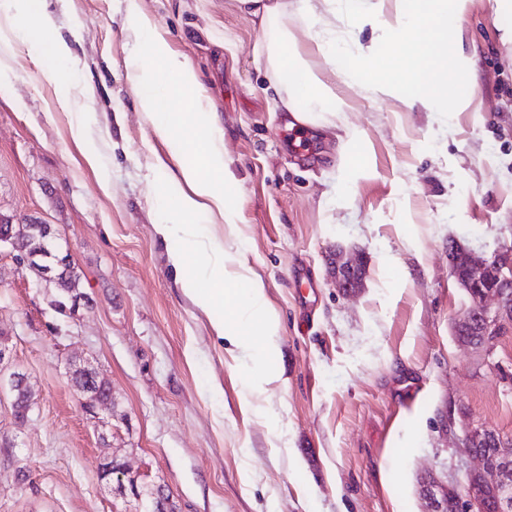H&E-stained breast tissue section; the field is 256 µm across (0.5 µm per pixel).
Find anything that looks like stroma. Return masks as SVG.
I'll use <instances>...</instances> for the list:
<instances>
[{"mask_svg": "<svg viewBox=\"0 0 512 512\" xmlns=\"http://www.w3.org/2000/svg\"><path fill=\"white\" fill-rule=\"evenodd\" d=\"M138 3L217 113L239 179L241 251L280 319V354L267 362L280 378L252 388L251 362L228 352L174 278L167 250L181 239L154 231L178 188L126 78L138 50L126 0H46L59 25L81 29L82 66L47 83L26 44L0 82V215L53 225L89 303L55 313L0 252V340L33 392L22 422L0 397V512H133L100 477L112 450L177 512H422L425 474L462 479L466 423L512 437V331L489 356L458 342L468 299L448 269L449 242L488 256L512 241V45L487 0L461 23L478 53L472 111L337 84L349 106L332 122L361 132L366 162L351 187L340 141L277 108L250 0ZM66 94L83 107L80 142L57 104ZM340 250L364 259L351 294L334 282ZM72 360L110 382L111 429L85 413Z\"/></svg>", "mask_w": 512, "mask_h": 512, "instance_id": "stroma-1", "label": "stroma"}]
</instances>
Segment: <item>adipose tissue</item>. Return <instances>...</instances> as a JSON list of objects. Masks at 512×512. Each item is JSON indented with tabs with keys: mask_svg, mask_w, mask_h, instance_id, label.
<instances>
[{
	"mask_svg": "<svg viewBox=\"0 0 512 512\" xmlns=\"http://www.w3.org/2000/svg\"><path fill=\"white\" fill-rule=\"evenodd\" d=\"M44 0H0V81L8 80L19 33L28 16L40 13ZM309 19L312 58H319L335 79H363L370 95L398 97L407 106L429 112L473 106L475 59L460 53L449 30L459 28L472 0H396L385 11L382 0H299ZM350 9L352 26L370 27L384 36L385 53L376 45L344 46L325 16L337 6ZM127 19L140 46L127 67L138 94L144 121L155 137L171 147L169 159L181 184L176 210L179 226L156 225L162 240L181 232L183 249L170 252L169 261L183 291L203 312L224 306L225 317L213 328L239 353L251 360L279 351L278 318L270 312L261 277L244 261L236 241L237 212L231 191L237 185L224 158V144L216 132L213 112L197 93L193 68L170 54L156 33V24L141 13L137 0H127ZM280 83L288 90L283 108L294 121L307 122L321 113L343 111L346 103L324 83L311 60H303L296 42L276 38L268 45ZM224 225L228 237L207 235L205 225ZM205 253L208 262L200 275H188V252Z\"/></svg>",
	"mask_w": 512,
	"mask_h": 512,
	"instance_id": "1",
	"label": "adipose tissue"
}]
</instances>
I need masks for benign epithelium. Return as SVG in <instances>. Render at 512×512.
Wrapping results in <instances>:
<instances>
[{
	"mask_svg": "<svg viewBox=\"0 0 512 512\" xmlns=\"http://www.w3.org/2000/svg\"><path fill=\"white\" fill-rule=\"evenodd\" d=\"M16 253V259L34 274L41 285L55 289L63 287L66 270L72 263L69 251L56 250V265L42 264L33 255L21 251L13 230H0V248ZM363 258L360 254H340L336 260V287L345 291L362 286ZM448 268L451 277L470 301L464 315L454 325V336L469 343L474 329L483 336L481 348L493 352L497 340L512 327V243L502 244L489 258L480 257L457 244L448 245ZM8 386L13 396L25 392L32 397L27 377L19 372L9 375ZM83 409L102 427L111 425L113 405L95 394L81 398ZM461 444L470 463L464 467L462 487L443 483L429 474L419 484V493L427 504L425 512H448L455 503V512H486L488 503L496 502L498 512H512V438L482 424H469ZM492 448L491 455L476 449ZM101 477L113 494L126 497L132 494L137 509L149 503L151 512H170L171 502L159 486L138 482V476L120 460L101 471Z\"/></svg>",
	"mask_w": 512,
	"mask_h": 512,
	"instance_id": "obj_1",
	"label": "benign epithelium"
}]
</instances>
